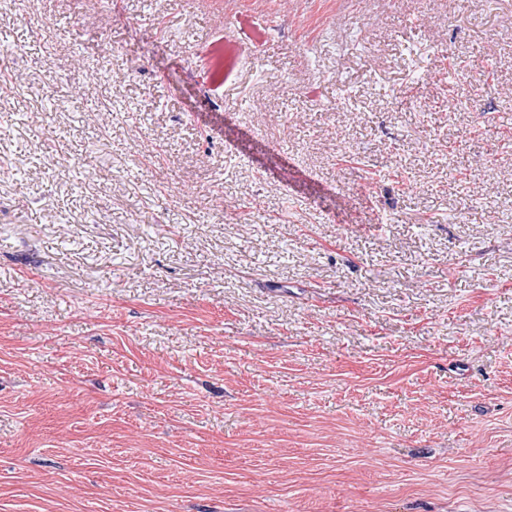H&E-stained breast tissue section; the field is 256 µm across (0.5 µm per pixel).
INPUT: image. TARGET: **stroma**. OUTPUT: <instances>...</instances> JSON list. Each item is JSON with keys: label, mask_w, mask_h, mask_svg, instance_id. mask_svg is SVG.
I'll use <instances>...</instances> for the list:
<instances>
[{"label": "stroma", "mask_w": 512, "mask_h": 512, "mask_svg": "<svg viewBox=\"0 0 512 512\" xmlns=\"http://www.w3.org/2000/svg\"><path fill=\"white\" fill-rule=\"evenodd\" d=\"M510 15L0 0V512H512Z\"/></svg>", "instance_id": "obj_1"}]
</instances>
